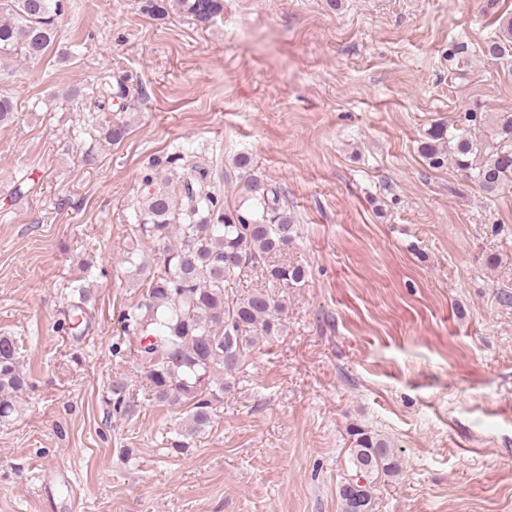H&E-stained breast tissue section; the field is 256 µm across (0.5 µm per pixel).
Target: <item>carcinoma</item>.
Wrapping results in <instances>:
<instances>
[{"label":"carcinoma","instance_id":"obj_1","mask_svg":"<svg viewBox=\"0 0 512 512\" xmlns=\"http://www.w3.org/2000/svg\"><path fill=\"white\" fill-rule=\"evenodd\" d=\"M179 8L198 25L209 24L224 10V0H143L150 18L163 20ZM62 0H0V81L12 58H41L54 44ZM502 37L487 45L486 55L501 59L512 49V20ZM17 103L0 95V125L13 122ZM469 124L438 123L428 130L421 152L429 167L453 162L483 193L496 194L512 183V112H499L493 133L499 142L489 147L472 135ZM245 176L247 195L233 206L224 204L212 174L192 163L182 179L159 185L147 174V192L136 213L142 237L162 247L153 265L137 252L128 263L142 276L143 299L118 317L119 335L134 336L138 344L133 365L142 390L155 406L182 407L186 416L169 430L164 445L180 454L213 426L224 395L238 388L247 352L282 332L281 316L288 308V289L305 282L306 269L280 261L298 234L293 217L283 208L279 190L254 173L247 155L235 159ZM253 271L264 286L245 295L240 282ZM72 292L68 320L58 328L83 335L92 290L79 283ZM29 386L14 338L0 335V424L8 425L20 412L17 398ZM112 411L129 418L141 407L138 393L125 377L112 380ZM350 464L353 475L339 489L343 512H355L347 493L360 489L365 512H373L376 487L395 476L400 460L391 441L356 425L351 428Z\"/></svg>","mask_w":512,"mask_h":512}]
</instances>
